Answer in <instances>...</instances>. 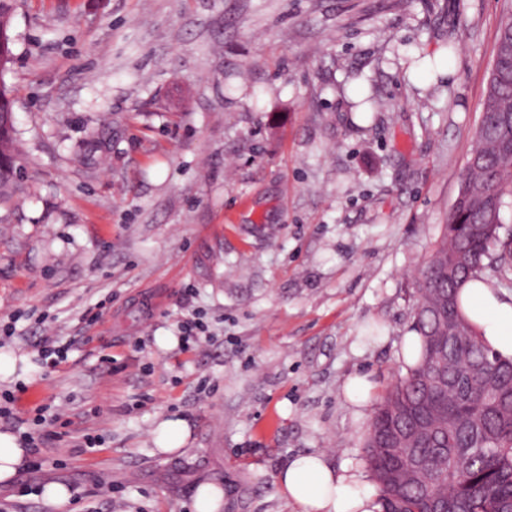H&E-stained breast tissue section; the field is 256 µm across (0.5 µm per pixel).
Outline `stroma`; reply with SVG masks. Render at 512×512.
Masks as SVG:
<instances>
[{
    "label": "stroma",
    "instance_id": "stroma-1",
    "mask_svg": "<svg viewBox=\"0 0 512 512\" xmlns=\"http://www.w3.org/2000/svg\"><path fill=\"white\" fill-rule=\"evenodd\" d=\"M15 4L0 353L26 371L0 432L34 441L0 512H195L204 483L219 512H298L297 454L365 465L374 406L343 385L401 369L512 0ZM449 40L446 75L414 70ZM355 87L383 109L360 120ZM345 395L355 405L366 404L370 396L371 384L364 375L351 376L345 384ZM186 430L181 421H166L161 425L157 443L164 451H174L184 442ZM222 492L212 485L204 484L198 489L194 508L196 512H218L221 506Z\"/></svg>",
    "mask_w": 512,
    "mask_h": 512
}]
</instances>
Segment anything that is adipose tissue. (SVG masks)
Masks as SVG:
<instances>
[{
    "label": "adipose tissue",
    "mask_w": 512,
    "mask_h": 512,
    "mask_svg": "<svg viewBox=\"0 0 512 512\" xmlns=\"http://www.w3.org/2000/svg\"><path fill=\"white\" fill-rule=\"evenodd\" d=\"M461 301L483 343L511 359L512 300L487 283L471 281L464 286ZM276 484L299 512H381L378 495L365 474L348 466L332 468L320 453L296 456Z\"/></svg>",
    "instance_id": "adipose-tissue-1"
}]
</instances>
